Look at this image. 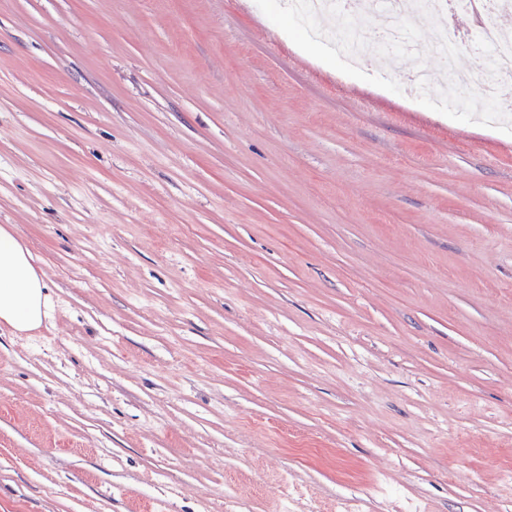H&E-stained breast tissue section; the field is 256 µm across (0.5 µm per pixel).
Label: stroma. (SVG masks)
Listing matches in <instances>:
<instances>
[{
    "label": "stroma",
    "mask_w": 512,
    "mask_h": 512,
    "mask_svg": "<svg viewBox=\"0 0 512 512\" xmlns=\"http://www.w3.org/2000/svg\"><path fill=\"white\" fill-rule=\"evenodd\" d=\"M483 79L273 0H0V225L49 294L0 325V512H512Z\"/></svg>",
    "instance_id": "obj_1"
}]
</instances>
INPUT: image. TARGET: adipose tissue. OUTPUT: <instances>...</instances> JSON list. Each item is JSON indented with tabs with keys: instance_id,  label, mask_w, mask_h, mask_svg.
Returning <instances> with one entry per match:
<instances>
[{
	"instance_id": "adipose-tissue-1",
	"label": "adipose tissue",
	"mask_w": 512,
	"mask_h": 512,
	"mask_svg": "<svg viewBox=\"0 0 512 512\" xmlns=\"http://www.w3.org/2000/svg\"><path fill=\"white\" fill-rule=\"evenodd\" d=\"M46 285L28 248L12 227L0 225V322L21 332L40 327L47 315Z\"/></svg>"
}]
</instances>
